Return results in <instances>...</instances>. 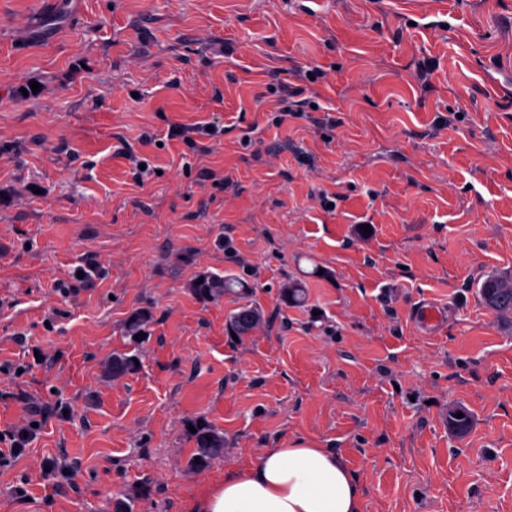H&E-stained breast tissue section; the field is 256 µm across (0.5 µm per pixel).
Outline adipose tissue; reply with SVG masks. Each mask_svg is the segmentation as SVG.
Wrapping results in <instances>:
<instances>
[{
  "mask_svg": "<svg viewBox=\"0 0 512 512\" xmlns=\"http://www.w3.org/2000/svg\"><path fill=\"white\" fill-rule=\"evenodd\" d=\"M200 512H362L354 476L324 448H270L245 472L225 474Z\"/></svg>",
  "mask_w": 512,
  "mask_h": 512,
  "instance_id": "ef3b65f1",
  "label": "adipose tissue"
}]
</instances>
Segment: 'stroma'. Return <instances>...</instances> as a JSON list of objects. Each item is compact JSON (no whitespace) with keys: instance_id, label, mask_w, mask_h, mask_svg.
Here are the masks:
<instances>
[{"instance_id":"35a3bbf8","label":"stroma","mask_w":512,"mask_h":512,"mask_svg":"<svg viewBox=\"0 0 512 512\" xmlns=\"http://www.w3.org/2000/svg\"><path fill=\"white\" fill-rule=\"evenodd\" d=\"M203 271L252 290L201 301ZM489 275L512 278V0H0V430L25 394L67 409L0 468V512H195L270 448L336 453L362 512H512ZM247 302L263 323L232 338ZM195 422L224 437L203 467ZM414 322L425 331H433L440 327L443 321L442 309L431 302H420L413 310Z\"/></svg>"}]
</instances>
